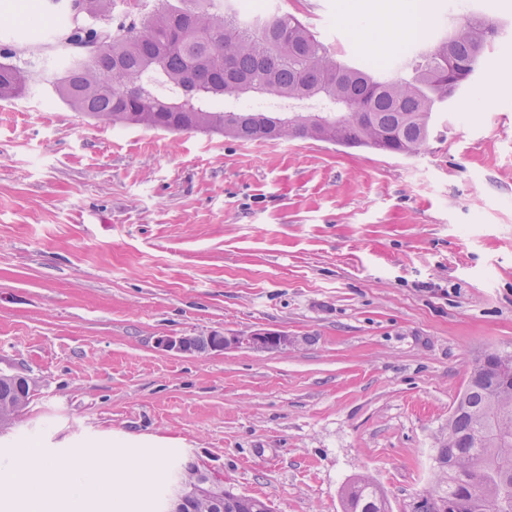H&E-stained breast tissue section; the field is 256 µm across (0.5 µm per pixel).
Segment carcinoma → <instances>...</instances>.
Listing matches in <instances>:
<instances>
[{"label":"carcinoma","instance_id":"1","mask_svg":"<svg viewBox=\"0 0 512 512\" xmlns=\"http://www.w3.org/2000/svg\"><path fill=\"white\" fill-rule=\"evenodd\" d=\"M68 23L46 65L0 45V100L49 83L70 108L114 125L220 133L242 141L308 138L383 153L420 152L436 113L475 77L498 34L467 17L430 52L397 57L388 71L338 59L293 14L241 17L231 0H153L147 13L114 15L115 0H51ZM34 381L0 374V415L18 417ZM512 370L493 362L459 395L438 439L435 497L413 512H512ZM203 476L188 463L189 493ZM343 512H389L380 486L359 477ZM224 512H270L229 491Z\"/></svg>","mask_w":512,"mask_h":512}]
</instances>
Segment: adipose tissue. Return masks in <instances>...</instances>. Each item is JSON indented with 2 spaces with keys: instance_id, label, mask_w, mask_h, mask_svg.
Returning <instances> with one entry per match:
<instances>
[{
  "instance_id": "1",
  "label": "adipose tissue",
  "mask_w": 512,
  "mask_h": 512,
  "mask_svg": "<svg viewBox=\"0 0 512 512\" xmlns=\"http://www.w3.org/2000/svg\"><path fill=\"white\" fill-rule=\"evenodd\" d=\"M158 467V462L147 455L113 466L107 461L106 449L82 448L65 462L38 459L33 467L14 475L12 487L22 498L26 512H39L43 501L62 487L68 491L69 512H81L88 490L108 494L113 486L121 484L134 492L147 485Z\"/></svg>"
}]
</instances>
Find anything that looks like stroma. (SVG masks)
Returning <instances> with one entry per match:
<instances>
[{
    "mask_svg": "<svg viewBox=\"0 0 512 512\" xmlns=\"http://www.w3.org/2000/svg\"><path fill=\"white\" fill-rule=\"evenodd\" d=\"M0 0V40L41 58L59 7ZM442 39L500 36L418 154L113 126L36 88L0 110V373L34 378L0 433L18 455L145 454L144 491L95 512H164L194 462L272 512H343L360 476L392 512L436 481L470 366L512 351V0H428ZM402 0H276L338 58L390 63ZM287 334V348L176 353L162 336Z\"/></svg>",
    "mask_w": 512,
    "mask_h": 512,
    "instance_id": "1",
    "label": "stroma"
}]
</instances>
